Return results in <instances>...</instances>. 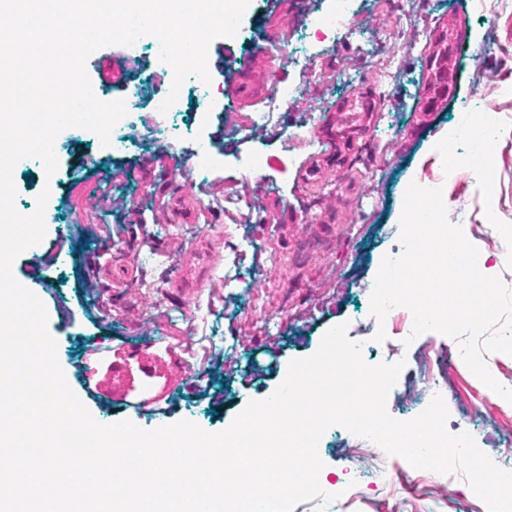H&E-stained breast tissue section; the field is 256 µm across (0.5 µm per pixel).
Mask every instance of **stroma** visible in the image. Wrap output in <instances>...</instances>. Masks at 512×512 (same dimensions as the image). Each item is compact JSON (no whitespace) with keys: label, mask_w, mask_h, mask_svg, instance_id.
Returning a JSON list of instances; mask_svg holds the SVG:
<instances>
[{"label":"stroma","mask_w":512,"mask_h":512,"mask_svg":"<svg viewBox=\"0 0 512 512\" xmlns=\"http://www.w3.org/2000/svg\"><path fill=\"white\" fill-rule=\"evenodd\" d=\"M331 4L249 0L238 36L209 45L210 85L187 78L167 114L153 111L152 98L164 92L158 76L170 68L155 61L149 40H142L132 79L104 91L106 101L128 104L115 130L123 146L108 148L94 132L70 127L56 138L53 175L38 159L19 162L16 209L35 210L44 190L49 198L46 236L37 251L15 259L13 274L43 302L58 362L95 420H128L143 429L188 420L219 432L250 401L270 396L290 362L316 353L332 327L347 324L349 338L362 339L370 284L383 258L397 256L401 246L408 186L449 166L434 147L436 136L455 131L470 109L486 107L483 87L496 84L501 68H512V0L485 14L475 12L471 0H356L359 35L307 44L308 67L285 70L287 81L305 82V94L282 108L278 125L252 127L282 34L299 40L300 24ZM405 7L418 15L419 41L401 52L398 79L382 90L365 70L366 55L383 40L399 39L395 19ZM458 16L470 39L449 51L454 88L435 107L427 91L432 42ZM356 98L373 110L360 127L346 130L348 153L320 183L302 181L303 165L328 150L322 130ZM229 111L242 134H226ZM161 140L170 146L172 167H185L184 176L145 169ZM495 151L490 184L512 187V125L502 128ZM245 175L258 209L236 239L240 281L233 288L203 289L195 299L176 293L168 286L170 257L179 245L168 231L171 194L191 190L206 200ZM487 185L470 181L464 192L482 195ZM92 197L97 206H89ZM365 197L373 206L362 212L357 205ZM62 232L69 244L60 250ZM116 263L134 268L118 295L106 273ZM330 265L336 280L329 285ZM201 299L208 303L203 327L214 344L200 366V382L191 384L182 375V331ZM419 349L446 360L458 344L427 332L402 352L405 366L387 398L389 415L399 421L418 414L406 399ZM447 381L449 432L470 433L482 452L512 471V437L502 436L505 422L495 406L482 415L467 407L480 397L481 382L463 367L448 369ZM154 397L162 401L160 411L138 410L140 400ZM427 477L420 502L398 493L365 512H471L466 498L453 509L436 502L434 490L444 477L433 471Z\"/></svg>","instance_id":"35a3bbf8"}]
</instances>
